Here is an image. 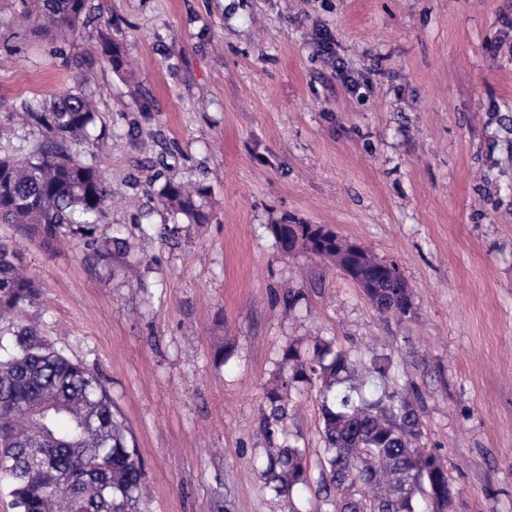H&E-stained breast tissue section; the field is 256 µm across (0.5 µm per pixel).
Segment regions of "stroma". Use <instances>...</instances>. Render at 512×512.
Wrapping results in <instances>:
<instances>
[{"mask_svg":"<svg viewBox=\"0 0 512 512\" xmlns=\"http://www.w3.org/2000/svg\"><path fill=\"white\" fill-rule=\"evenodd\" d=\"M25 10L0 0V126L92 95L71 151L111 184L97 235L122 245L103 257L65 229L47 249L0 224L39 287L14 321L105 381L144 462L139 512H281L261 406L282 349L315 336L366 361L393 347L453 512H512V0H88L65 42ZM170 179L199 188L201 223L158 215ZM275 224L393 262L413 314L383 319L338 268L284 256ZM319 416L305 390L286 429L313 463Z\"/></svg>","mask_w":512,"mask_h":512,"instance_id":"stroma-1","label":"stroma"}]
</instances>
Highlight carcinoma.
Here are the masks:
<instances>
[{
  "label": "carcinoma",
  "instance_id": "carcinoma-1",
  "mask_svg": "<svg viewBox=\"0 0 512 512\" xmlns=\"http://www.w3.org/2000/svg\"><path fill=\"white\" fill-rule=\"evenodd\" d=\"M38 28L64 40L75 34L85 0H34ZM96 107L91 96L71 92L45 104L21 106L23 126L45 130V141L15 160L0 158V224H15L49 248L63 227L99 250L95 236L107 216L112 191L96 166L76 159L68 145L88 137ZM164 209L198 219L193 194L167 181ZM281 251L310 254L336 263V232L308 225L298 237L278 236ZM17 250L0 243V319L37 296L35 283L19 271ZM352 276L367 281L365 295L386 317L413 313L410 289L391 288L373 265L356 263ZM0 349V477L16 512H136L145 471L127 430L112 411L106 385L94 371L55 350L36 329L8 325ZM393 353L357 364L332 342L312 348L288 345L280 371L264 395L260 426L268 447L260 459L266 488L287 512H451L455 488L436 453L419 446L423 422L414 388L367 389L397 379ZM319 388L323 443L313 473L306 449L286 437L291 392ZM315 488L302 507L303 492Z\"/></svg>",
  "mask_w": 512,
  "mask_h": 512
}]
</instances>
